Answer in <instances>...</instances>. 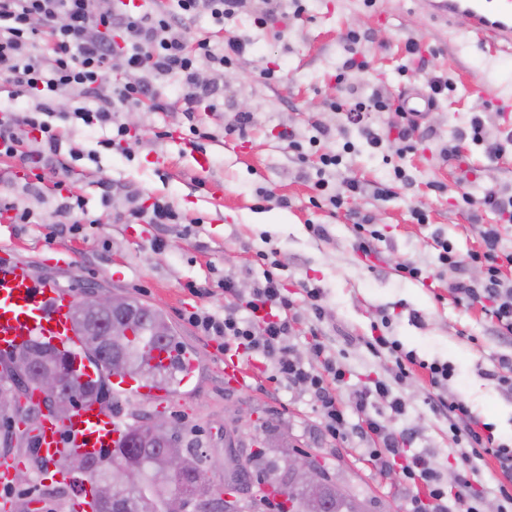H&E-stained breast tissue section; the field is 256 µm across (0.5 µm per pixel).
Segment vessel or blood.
Wrapping results in <instances>:
<instances>
[{"label":"vessel or blood","mask_w":512,"mask_h":512,"mask_svg":"<svg viewBox=\"0 0 512 512\" xmlns=\"http://www.w3.org/2000/svg\"><path fill=\"white\" fill-rule=\"evenodd\" d=\"M427 4L435 15L466 18L477 36L512 47V0H427ZM70 304V295L54 283L36 282L24 261L0 260V355L18 352L33 338L79 351L81 340L71 325ZM112 390L144 401L166 395L165 390L129 376L114 378ZM124 428V421L109 409L88 401L68 421L43 419L30 438L37 455L51 464L71 452L94 455L117 447Z\"/></svg>","instance_id":"b4317fda"}]
</instances>
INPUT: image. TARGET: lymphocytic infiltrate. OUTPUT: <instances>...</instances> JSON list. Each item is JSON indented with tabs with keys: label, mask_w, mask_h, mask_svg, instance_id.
I'll use <instances>...</instances> for the list:
<instances>
[{
	"label": "lymphocytic infiltrate",
	"mask_w": 512,
	"mask_h": 512,
	"mask_svg": "<svg viewBox=\"0 0 512 512\" xmlns=\"http://www.w3.org/2000/svg\"><path fill=\"white\" fill-rule=\"evenodd\" d=\"M242 4L243 0H177L179 11L174 14L160 5L146 11L123 0H0V86L8 90L7 98L0 99V158L18 157L36 168L57 163L63 141L52 119L58 114L56 96L64 89L76 91L85 100L69 112V119L90 128L112 129V136L102 141L104 147L124 140L127 130L119 121V112L153 97L154 92L142 82L111 87L107 70L117 53L123 55L128 69L177 80L185 90L186 103L213 96L215 87L199 78L200 63L232 67L247 45L239 39L229 40L218 56L207 40L188 43L178 25L202 8L220 25L233 18ZM115 29L124 34L122 44L108 37ZM90 100L95 101V108H87ZM500 242L497 226L489 225L482 235V250L470 256L471 261L486 265L482 288L461 283L455 290L470 299L490 300L492 317L502 331L511 333L512 283L503 278L502 270L512 267V252L504 251ZM288 306L278 282L269 274L249 295L239 297L237 312L221 319L196 313L192 320L208 335L222 339L225 348L273 361L284 381L308 386L321 404L329 432L339 433L344 418L324 379L340 381L344 373L328 359L322 372L314 373L290 358L283 344L288 322L280 315ZM366 425L381 442L376 456L382 460L405 456V478L424 483L427 496L413 498L411 512H454L453 502L482 499V490L475 486V469L457 472L456 494L448 496L430 458L406 456L410 434L395 433L372 417Z\"/></svg>",
	"instance_id": "lymphocytic-infiltrate-1"
}]
</instances>
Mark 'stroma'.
<instances>
[{
	"mask_svg": "<svg viewBox=\"0 0 512 512\" xmlns=\"http://www.w3.org/2000/svg\"><path fill=\"white\" fill-rule=\"evenodd\" d=\"M305 6L287 22L259 27L254 18L265 0H246L221 33L210 14L199 10L185 27L187 36L209 37L219 55L226 35L248 43L224 73L202 64L201 79L217 88L213 112L187 113L185 91L176 81L128 70L123 59L114 58L112 85L143 80L153 86L156 100L120 113V121L132 117L136 123L122 145L110 149L99 144L101 130L59 122L65 147L77 153L69 162L71 181L87 201L89 224L78 235L58 230L55 184L61 170L46 166L35 173L19 161H0V195L38 217L23 226L12 223L10 212L0 213V245L12 246L13 257L28 263L36 281L53 282L73 295L92 284L164 311L195 360L193 376L172 386L160 402L119 397L121 417H176L196 430L207 456L219 459L233 457L255 439L276 464L283 461V449L307 451L321 456L333 478L369 512H408L411 498L424 488L404 480L400 463L379 468L371 456L372 437L330 436L312 392L277 380L271 362L246 357L248 386L229 385L223 342L203 335L188 316L197 310L224 315L235 306V296L224 292L225 280L245 296L272 273L291 303L286 343L293 357L320 371V342L346 372L334 394L347 426L369 414L393 431L412 432L409 453L430 456L449 491L454 475L471 463L466 444L434 411L435 401L456 395L473 417L490 424L496 442L512 444V392L495 379L500 358L512 356V338L500 333L480 303L456 301L452 293L460 281L480 287L484 269L467 256L481 250L487 225L498 224L502 247L512 251V223L499 224L481 204L491 190L512 195V145L506 143L512 118L500 111L512 99V48L477 38L466 19L450 24L432 17L419 0H375L370 8L364 0H305ZM353 29L363 34L358 49L370 67L349 72L339 85L336 69L348 54ZM411 40L427 52L419 71L405 74V45ZM267 68L274 69V80L261 78ZM428 72L447 73L455 89L421 118L416 150L402 149L391 133L402 124L401 113L367 112L355 124L329 106L354 93L375 92L400 103L406 92L424 86ZM477 82L484 93L474 91ZM244 110L253 117L246 135L228 134ZM476 114L484 119L487 141L505 143L500 156H487L467 139ZM363 125L379 134V146L361 137ZM286 130L292 139L283 138ZM328 150L341 152L343 163L325 171L319 157ZM91 151L97 162L85 160ZM397 167L410 176L409 185L378 198L376 187L390 182ZM320 176L336 188L355 180L360 190L338 209L313 205ZM102 178L111 186L107 207L101 203ZM216 182L224 186L223 198L211 192ZM464 193L473 206L459 205ZM157 197L175 206L181 223L130 218L134 203L148 205ZM418 210L426 214L425 223H417ZM358 216L368 217L381 235L375 255L354 247ZM439 238L465 258L464 267L441 263ZM63 251L74 252L76 264L62 265ZM406 260L422 270L421 278L399 272ZM308 287L321 292L320 313L305 301ZM380 336L415 354L418 366L411 374L399 376L394 355L374 347ZM435 361L451 365L447 385H431L427 366ZM377 380L391 383L404 398V414H392L379 400L367 412L356 409L357 393ZM8 455L20 461L24 474L10 490L12 512H70L75 493L56 498L36 485L46 474L36 454L22 446Z\"/></svg>",
	"mask_w": 512,
	"mask_h": 512,
	"instance_id": "35a3bbf8",
	"label": "stroma"
}]
</instances>
